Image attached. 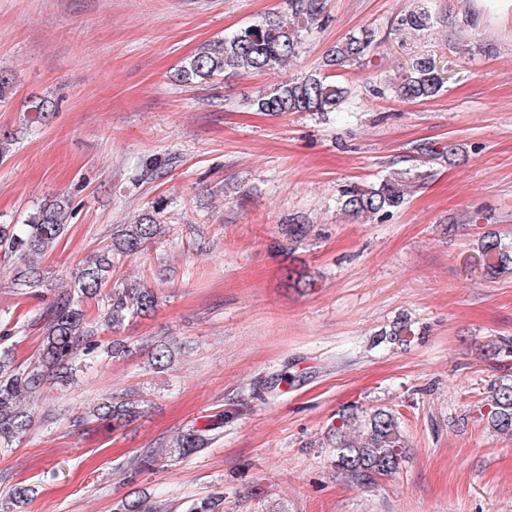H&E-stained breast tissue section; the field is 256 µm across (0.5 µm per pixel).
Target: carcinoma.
Instances as JSON below:
<instances>
[{"label":"carcinoma","instance_id":"cac0c4a2","mask_svg":"<svg viewBox=\"0 0 512 512\" xmlns=\"http://www.w3.org/2000/svg\"><path fill=\"white\" fill-rule=\"evenodd\" d=\"M323 0H286L285 8L260 21L242 27L222 40L203 46L178 69L184 83L207 82L229 74L266 72L281 68L298 53L301 33L320 21ZM427 11L418 9L404 15L400 26L420 30L428 26ZM378 45L375 30L367 28L338 44L326 57V66L334 69L357 63ZM444 80L434 62L419 58L413 63L396 92L403 100L436 96ZM345 88L327 73L316 72L300 80H286L253 101L259 112L280 115L288 112H334L344 98ZM413 188L403 172H394L368 186H350L343 191L341 210L351 216L374 217L401 207ZM163 204L156 202L133 224L117 230L110 248L93 261L78 268L73 292H64L52 300L46 310L28 323L39 326L42 335L38 354L29 363H16L3 344L13 338L0 336V446L7 448L23 440L32 416L20 403L24 395L35 396L51 380H62L81 367L102 358H116L128 352L119 339H95V332H116L125 321L150 315L156 307L153 290L137 284L120 286L112 282L121 262L141 253L159 234L157 215ZM69 207L54 201L37 210L26 224H0V247L6 255H19L22 265L15 280L28 288L43 283L39 259L56 245L66 231ZM309 232L306 224H288L283 239L288 250L295 249ZM478 255L484 271L498 275L512 268L509 254L498 237L490 232L480 238ZM96 303V318L89 319L88 301ZM151 359L158 369L173 359L164 344L155 346ZM489 407L486 426L493 432L512 437V385L491 388L482 400ZM141 401L123 399L96 406L92 416L112 422L117 429L135 419ZM224 427V415L218 414L203 429L189 428L176 435L165 450L167 454L188 457L208 444L207 433ZM327 436L336 449V469L353 484H375L400 467L403 440L398 417L384 408L360 412L349 405L339 411L336 424Z\"/></svg>","mask_w":512,"mask_h":512}]
</instances>
